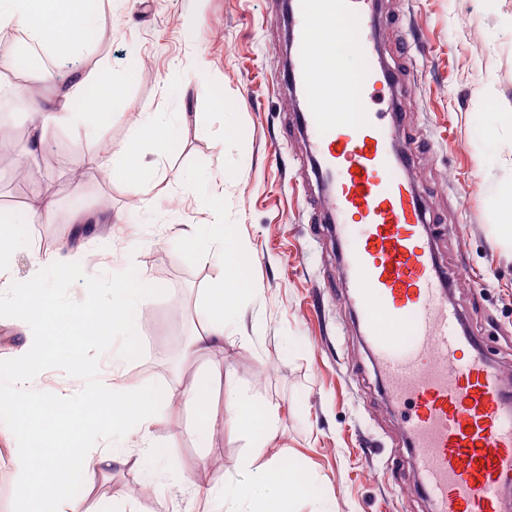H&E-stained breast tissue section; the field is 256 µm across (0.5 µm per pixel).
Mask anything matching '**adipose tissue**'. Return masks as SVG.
I'll return each instance as SVG.
<instances>
[{
  "mask_svg": "<svg viewBox=\"0 0 512 512\" xmlns=\"http://www.w3.org/2000/svg\"><path fill=\"white\" fill-rule=\"evenodd\" d=\"M89 0H0V30L20 31L28 42L58 57L80 53L86 35L95 26L88 9ZM123 86L107 67L85 73L74 71L67 88L52 107L32 98L27 89L15 95L32 114L30 134L22 146L28 159L30 177H38L35 164L41 133L51 124L69 126L80 138L99 136L107 116L108 101L118 99ZM172 119L161 113L145 114L129 137L112 147L128 179L145 181L144 144L164 147ZM61 252L36 255L29 276L13 283L12 295L0 292V319H10L21 331L24 342L7 359L0 360V372H7L11 386L0 388V405L10 404L7 423L0 424V435L11 439L26 433L36 437L41 453L15 447L10 451L17 476V512H64L70 498L74 468H81L86 482L113 466L126 464L130 451L116 442L119 434L137 437L141 454L162 459L151 429L160 418V402L154 390L134 386L102 385L80 400L68 402L45 392L31 398L27 389L37 377L41 363L63 358L73 364L82 361L81 337L91 336L99 347L113 351L114 360H127L139 343L136 313L152 295L149 280L138 271H126L93 287L87 299L74 306L64 300L56 281L66 280L72 268ZM229 294L223 280H216L203 291L200 309L201 328L193 337L189 355L206 353L224 346V302ZM231 420L239 428L252 432L259 441L274 438L278 420L273 410L259 408L247 397L234 400ZM102 439L99 448H85L89 433ZM283 466L266 470L249 484L214 491L224 512H280V499L303 494Z\"/></svg>",
  "mask_w": 512,
  "mask_h": 512,
  "instance_id": "obj_1",
  "label": "adipose tissue"
}]
</instances>
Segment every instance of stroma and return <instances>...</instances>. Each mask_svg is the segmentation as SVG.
Here are the masks:
<instances>
[{
  "instance_id": "obj_1",
  "label": "stroma",
  "mask_w": 512,
  "mask_h": 512,
  "mask_svg": "<svg viewBox=\"0 0 512 512\" xmlns=\"http://www.w3.org/2000/svg\"><path fill=\"white\" fill-rule=\"evenodd\" d=\"M98 16L106 39L79 59L55 61V82L34 71L26 80L47 101L73 69L106 64L123 98L110 104L99 139L47 126L39 180L18 179L14 160L0 156V208L54 199L55 223L14 227L19 241L46 253L72 239L74 209L118 216L71 257L65 296L79 303L89 285L144 273L157 292L138 314L140 356L116 370L89 340L83 366L49 361L29 393L75 400L115 373L151 388L167 405L153 428L167 460L156 465L127 439L125 466L90 488L74 475L67 512H209L203 490L249 481L283 459L306 494L282 500V512H430L415 488L403 409L338 279L342 244L319 221L322 191L291 122L294 95L278 81L285 0H101ZM379 19L385 62L408 105L402 134L434 220L430 244L453 279L449 298L483 354L512 367V243L499 230L512 225L502 209L512 196V124L503 119L512 114V0H379ZM146 112L184 118L163 150L143 149L162 181L134 187L110 163V148ZM219 220L249 258V283L234 293L223 349L189 360L203 290L222 269L198 260L182 229ZM205 372L220 420L202 448L183 429V396ZM233 390L275 408L274 441L257 445L227 424Z\"/></svg>"
}]
</instances>
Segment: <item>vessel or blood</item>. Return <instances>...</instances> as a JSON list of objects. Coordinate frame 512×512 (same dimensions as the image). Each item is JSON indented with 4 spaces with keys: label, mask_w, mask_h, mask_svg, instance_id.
Returning a JSON list of instances; mask_svg holds the SVG:
<instances>
[{
    "label": "vessel or blood",
    "mask_w": 512,
    "mask_h": 512,
    "mask_svg": "<svg viewBox=\"0 0 512 512\" xmlns=\"http://www.w3.org/2000/svg\"><path fill=\"white\" fill-rule=\"evenodd\" d=\"M290 54L282 80L301 95L293 123L324 187L321 219L346 239L343 286L390 395L407 403L417 485L433 512H502L512 484L507 379L474 347L447 297L429 245L432 219L408 176L413 150L398 140L403 104L383 61L376 0H290ZM360 56L358 75L337 74L316 34ZM351 103L353 112L339 111Z\"/></svg>",
    "instance_id": "obj_1"
}]
</instances>
